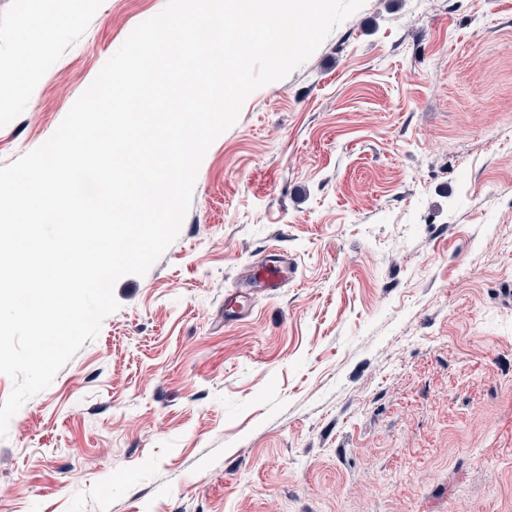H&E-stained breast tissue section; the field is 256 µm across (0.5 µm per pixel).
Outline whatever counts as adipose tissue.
Listing matches in <instances>:
<instances>
[{
  "label": "adipose tissue",
  "instance_id": "adipose-tissue-1",
  "mask_svg": "<svg viewBox=\"0 0 512 512\" xmlns=\"http://www.w3.org/2000/svg\"><path fill=\"white\" fill-rule=\"evenodd\" d=\"M31 13L34 18L32 33L20 42L18 65L7 70L0 68V77L6 75L22 84L27 81L25 62L42 56L53 32L75 19L74 14L65 13L59 8L58 0H32Z\"/></svg>",
  "mask_w": 512,
  "mask_h": 512
}]
</instances>
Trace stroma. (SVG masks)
Instances as JSON below:
<instances>
[{"label": "stroma", "instance_id": "stroma-1", "mask_svg": "<svg viewBox=\"0 0 512 512\" xmlns=\"http://www.w3.org/2000/svg\"><path fill=\"white\" fill-rule=\"evenodd\" d=\"M167 0H82L0 166ZM28 0H0L11 66ZM279 293L224 321L270 249ZM0 440V512H512V0H365L206 152L177 239Z\"/></svg>", "mask_w": 512, "mask_h": 512}]
</instances>
